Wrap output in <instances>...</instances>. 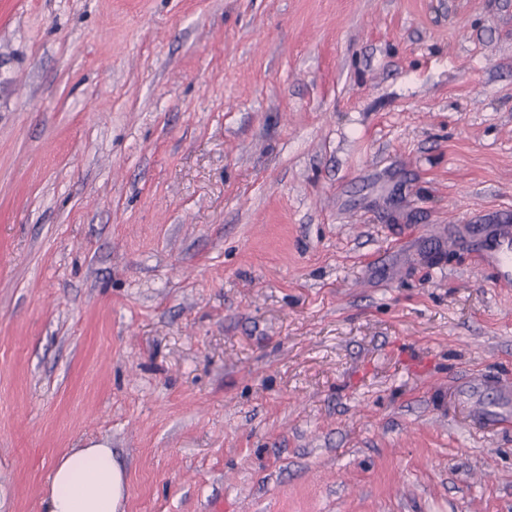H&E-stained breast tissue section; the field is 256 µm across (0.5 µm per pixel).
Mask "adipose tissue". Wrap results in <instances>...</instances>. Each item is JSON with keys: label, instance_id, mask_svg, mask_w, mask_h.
Listing matches in <instances>:
<instances>
[{"label": "adipose tissue", "instance_id": "ef3b65f1", "mask_svg": "<svg viewBox=\"0 0 512 512\" xmlns=\"http://www.w3.org/2000/svg\"><path fill=\"white\" fill-rule=\"evenodd\" d=\"M123 468L105 444L73 448L56 460L44 495L46 512H122Z\"/></svg>", "mask_w": 512, "mask_h": 512}]
</instances>
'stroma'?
I'll return each mask as SVG.
<instances>
[{
	"instance_id": "1",
	"label": "stroma",
	"mask_w": 512,
	"mask_h": 512,
	"mask_svg": "<svg viewBox=\"0 0 512 512\" xmlns=\"http://www.w3.org/2000/svg\"><path fill=\"white\" fill-rule=\"evenodd\" d=\"M512 0H0V512H512ZM479 258L496 271L500 280L512 282V229L506 228L489 242L486 241ZM127 479L111 448L103 443L72 448L50 470L45 512H121Z\"/></svg>"
}]
</instances>
